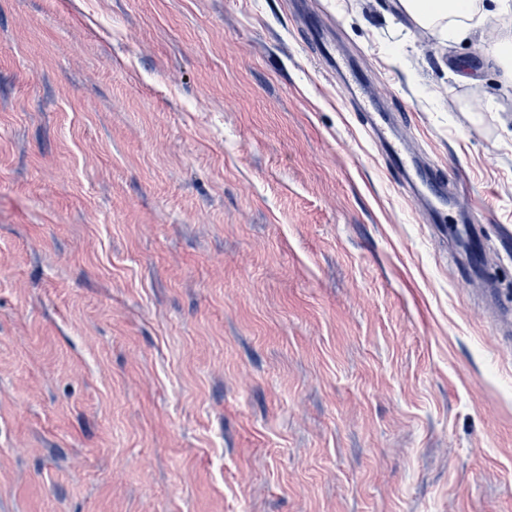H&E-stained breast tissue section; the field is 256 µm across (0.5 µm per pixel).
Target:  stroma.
Wrapping results in <instances>:
<instances>
[{"instance_id": "35a3bbf8", "label": "stroma", "mask_w": 512, "mask_h": 512, "mask_svg": "<svg viewBox=\"0 0 512 512\" xmlns=\"http://www.w3.org/2000/svg\"><path fill=\"white\" fill-rule=\"evenodd\" d=\"M308 17L447 182V225ZM498 22L0 0V512H512Z\"/></svg>"}]
</instances>
